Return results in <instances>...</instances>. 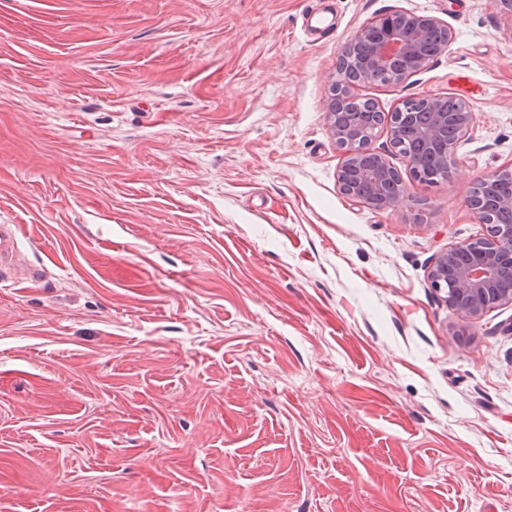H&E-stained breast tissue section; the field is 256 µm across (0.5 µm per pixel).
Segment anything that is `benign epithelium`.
<instances>
[{
	"mask_svg": "<svg viewBox=\"0 0 512 512\" xmlns=\"http://www.w3.org/2000/svg\"><path fill=\"white\" fill-rule=\"evenodd\" d=\"M448 29L441 19L419 15L407 9H398L366 22L344 47L341 60H346L351 48L359 42L369 44L365 70L384 69L393 73V82L399 83L422 71L434 57L449 50L453 34L434 52L423 47L429 31ZM363 75L340 82L334 78L329 85L327 119L336 146L343 160L337 171L339 192L347 199L369 209H394L406 192L398 170L386 153L372 148L373 137L354 124L336 121V95L355 94ZM448 97L421 94L429 120L420 135L423 149L433 154L444 173H449L456 158L458 145L465 139L473 121L469 107L457 112L448 111ZM387 132L394 150H399L403 123H414V114L397 106L387 112ZM512 177V165L481 176L467 196V203L477 216L484 210L478 195L495 187L503 177ZM512 280V224H492L486 234L448 248L434 261L429 271L431 286L445 293L448 306L471 319L480 318L490 308L512 304V289L501 287L504 276Z\"/></svg>",
	"mask_w": 512,
	"mask_h": 512,
	"instance_id": "obj_1",
	"label": "benign epithelium"
}]
</instances>
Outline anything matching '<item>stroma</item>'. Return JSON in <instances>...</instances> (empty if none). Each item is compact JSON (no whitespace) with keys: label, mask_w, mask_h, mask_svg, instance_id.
<instances>
[{"label":"stroma","mask_w":512,"mask_h":512,"mask_svg":"<svg viewBox=\"0 0 512 512\" xmlns=\"http://www.w3.org/2000/svg\"><path fill=\"white\" fill-rule=\"evenodd\" d=\"M400 8L454 41L358 95L474 120L378 212L328 86ZM511 164L494 0H0V512H512V304L428 278ZM504 176L512 177V165L499 169L491 174L481 176L471 187L469 195L467 196V203L470 208L474 210L479 220L484 213L481 204H479V193L481 191L485 193L488 189L495 187Z\"/></svg>","instance_id":"1"}]
</instances>
